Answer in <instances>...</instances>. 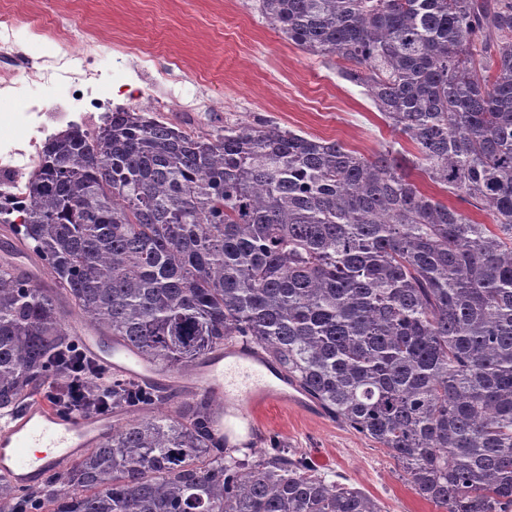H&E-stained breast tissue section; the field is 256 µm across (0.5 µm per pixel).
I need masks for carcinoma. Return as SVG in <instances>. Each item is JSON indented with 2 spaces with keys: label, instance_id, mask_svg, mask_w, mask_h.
Segmentation results:
<instances>
[{
  "label": "carcinoma",
  "instance_id": "carcinoma-1",
  "mask_svg": "<svg viewBox=\"0 0 512 512\" xmlns=\"http://www.w3.org/2000/svg\"><path fill=\"white\" fill-rule=\"evenodd\" d=\"M258 5L284 39L345 60L417 155L125 108L94 137L48 139L22 223L0 209L47 280L0 258V420L48 391L62 412L128 418L39 487L0 476V512H382L302 453L234 457L206 402L145 416L166 397L97 364L73 398L72 320L171 370L256 347L439 512H512V0ZM413 178L416 180L417 184L428 193H435L437 197L442 199L443 201H447L448 205H454L462 209H467L473 219L481 224H491L493 223V217L490 214L487 208H482L481 210H477L467 204L460 203L456 196L451 193H443L438 191V189L418 170H412Z\"/></svg>",
  "mask_w": 512,
  "mask_h": 512
}]
</instances>
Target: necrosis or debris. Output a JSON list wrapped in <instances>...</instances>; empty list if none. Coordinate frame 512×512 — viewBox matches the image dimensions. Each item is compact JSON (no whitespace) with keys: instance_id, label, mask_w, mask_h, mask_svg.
<instances>
[{"instance_id":"4bbe7bcc","label":"necrosis or debris","mask_w":512,"mask_h":512,"mask_svg":"<svg viewBox=\"0 0 512 512\" xmlns=\"http://www.w3.org/2000/svg\"><path fill=\"white\" fill-rule=\"evenodd\" d=\"M0 8V91L6 97H23L36 86H56L63 99L80 106L82 124L96 131L110 108L109 101L82 96L83 86L98 82L104 70L98 64L99 37L89 26L79 23L67 9L51 10L48 16L34 19L31 34L59 45V52L37 59L17 60V20L29 15L33 0H5ZM121 62L136 69L146 89L141 94L143 107L153 112H205L214 102L206 84L178 72L169 64L155 73L156 57L139 44L116 40L112 43ZM50 137L49 125L37 108H23L10 121L0 124V205L10 207L26 194L36 173L40 149Z\"/></svg>"}]
</instances>
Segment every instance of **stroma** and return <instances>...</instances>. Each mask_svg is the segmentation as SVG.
Instances as JSON below:
<instances>
[{"mask_svg":"<svg viewBox=\"0 0 512 512\" xmlns=\"http://www.w3.org/2000/svg\"><path fill=\"white\" fill-rule=\"evenodd\" d=\"M73 11L100 30L149 47L161 63L176 61L211 81L209 93L222 107L204 114L203 131L264 118L366 156L396 139L365 88L338 76L337 56L311 55L288 43L256 0H77ZM106 68L109 81L86 89V96L135 107L144 87L140 76L112 62ZM277 442L306 453L326 480L343 478L370 494L383 512H437L404 482L385 449L329 416L275 414L266 432L239 452Z\"/></svg>","mask_w":512,"mask_h":512,"instance_id":"1","label":"stroma"}]
</instances>
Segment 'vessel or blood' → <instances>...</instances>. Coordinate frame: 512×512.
<instances>
[{
  "label": "vessel or blood",
  "instance_id": "b4317fda",
  "mask_svg": "<svg viewBox=\"0 0 512 512\" xmlns=\"http://www.w3.org/2000/svg\"><path fill=\"white\" fill-rule=\"evenodd\" d=\"M74 330L86 356L169 394L173 408L200 399L216 403L211 424L216 436L240 431L249 438L265 429L270 412L308 410L264 361L237 348L215 351L188 371L172 372L90 328L78 324ZM117 424L109 413L62 414L44 398H35L25 411L0 426V474L21 487L36 485L81 460L89 448L110 437Z\"/></svg>",
  "mask_w": 512,
  "mask_h": 512
}]
</instances>
